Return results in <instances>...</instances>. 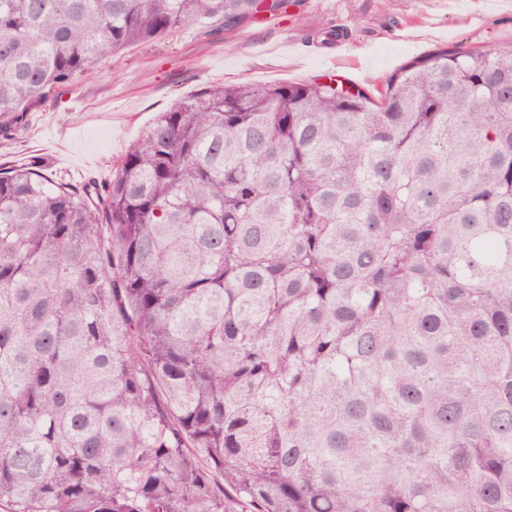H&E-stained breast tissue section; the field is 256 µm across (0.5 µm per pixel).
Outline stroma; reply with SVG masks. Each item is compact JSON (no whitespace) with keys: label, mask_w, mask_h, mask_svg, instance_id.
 Returning a JSON list of instances; mask_svg holds the SVG:
<instances>
[{"label":"stroma","mask_w":512,"mask_h":512,"mask_svg":"<svg viewBox=\"0 0 512 512\" xmlns=\"http://www.w3.org/2000/svg\"><path fill=\"white\" fill-rule=\"evenodd\" d=\"M345 30L347 49L322 45ZM512 44V0H298L277 18L215 34L183 29L134 44L53 89L28 124L0 136V165L39 159L58 182L111 181L129 148L182 96L222 83L302 82L328 74L383 88L441 46Z\"/></svg>","instance_id":"obj_1"}]
</instances>
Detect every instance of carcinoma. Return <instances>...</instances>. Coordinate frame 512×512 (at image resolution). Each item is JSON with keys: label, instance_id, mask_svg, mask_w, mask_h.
<instances>
[{"label": "carcinoma", "instance_id": "cac0c4a2", "mask_svg": "<svg viewBox=\"0 0 512 512\" xmlns=\"http://www.w3.org/2000/svg\"><path fill=\"white\" fill-rule=\"evenodd\" d=\"M287 8L0 0V117ZM3 501L512 512V47L206 87L109 183L0 167Z\"/></svg>", "mask_w": 512, "mask_h": 512}]
</instances>
